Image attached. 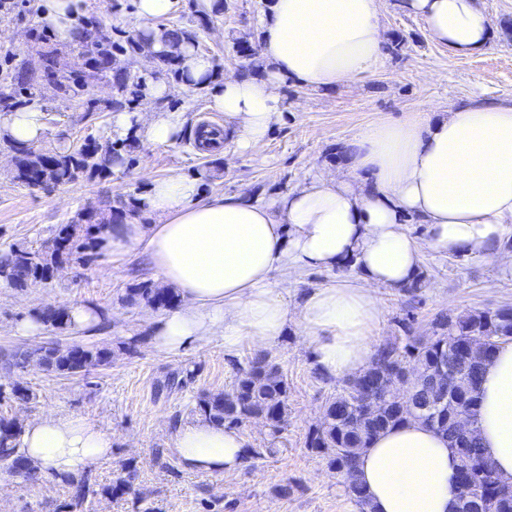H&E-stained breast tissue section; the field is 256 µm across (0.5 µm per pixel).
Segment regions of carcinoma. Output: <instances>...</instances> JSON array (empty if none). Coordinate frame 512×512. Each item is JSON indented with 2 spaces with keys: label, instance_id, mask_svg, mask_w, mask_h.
Segmentation results:
<instances>
[{
  "label": "carcinoma",
  "instance_id": "carcinoma-1",
  "mask_svg": "<svg viewBox=\"0 0 512 512\" xmlns=\"http://www.w3.org/2000/svg\"><path fill=\"white\" fill-rule=\"evenodd\" d=\"M144 45L138 34L125 41H98L90 58L89 71L74 75L56 64L46 72L56 89L72 98L96 78L112 75V84L121 96L135 97L139 85H131L121 71H110L108 63L118 54L140 52ZM38 78L23 66L5 74L0 86V105L8 110L21 104L17 91L29 89ZM14 158L13 179L31 186L43 178L64 186L81 179H92L112 170V160L121 153L132 156L135 142L101 145L93 138L79 148L63 152H40L29 145L6 140ZM124 210L109 209V214H82L77 221L55 227L50 249H34L13 243L0 249V278L10 287L22 290L33 282H47L64 265L83 262L93 246L99 245L107 226L122 218ZM131 304L145 302L155 309H170L177 303L173 289L156 288L144 283L127 295ZM35 318L59 336L72 330L67 309L49 304L34 310ZM406 335L375 348L370 366L343 380L336 394L326 401L323 416L310 428L306 445L328 458L349 499L358 512H370V502L357 476V459L380 433L410 419L421 422L448 438V448L460 460L459 501L470 499L477 512H512V481L504 480L485 455L479 431L469 437L455 428L453 413L462 408L476 419L480 385L487 363L496 350L512 341V307L461 312L453 317L437 315L432 321L433 335H412V327L403 325ZM106 348L82 344L53 348H17L6 354V361L24 369L39 366L60 375L87 376L111 362ZM447 368L451 384H437L431 374ZM290 387L279 363L269 355L257 354L238 371L229 391L205 393L199 397L196 411L216 426L239 427L250 419L265 421L273 440L283 438L288 421ZM24 426L16 417L0 415V460L11 467L34 471L20 453L19 441ZM70 495L64 512H85L88 500L96 494L89 474L69 480Z\"/></svg>",
  "mask_w": 512,
  "mask_h": 512
}]
</instances>
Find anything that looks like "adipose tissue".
I'll return each instance as SVG.
<instances>
[{"label": "adipose tissue", "instance_id": "adipose-tissue-1", "mask_svg": "<svg viewBox=\"0 0 512 512\" xmlns=\"http://www.w3.org/2000/svg\"><path fill=\"white\" fill-rule=\"evenodd\" d=\"M133 2L149 56L178 52L182 88L205 91L211 108L223 112V132L200 133L208 148L226 136L243 151L262 144L282 112L277 88L284 79L329 89L363 81L386 60L379 0H273L260 51L267 72L224 78L192 43L171 48L155 27L174 0ZM401 7L461 57L483 53L493 36L480 0H401ZM78 11L79 0H48L45 19L61 43L85 37ZM183 125L174 111L114 115L121 137L148 143L176 141ZM44 131L36 106L0 124V135L30 146ZM346 154L344 173L304 177L270 204L204 196L197 177L151 181L136 201L140 218L125 217L106 237L113 255L146 254L182 299L153 321L158 353L177 355L217 337L229 356L245 342L264 350L294 321L311 341L318 372L344 378L370 364V336L382 319L377 288L402 287L419 271L423 245L408 234L407 221L427 225V246L437 252L500 258L512 233V104L452 103L441 118L418 109L361 130ZM348 261L354 283L315 289L290 309L295 273ZM477 418L487 456L512 481V344L485 368ZM21 450L41 475L61 480L110 459L112 433L80 416L51 414L25 427ZM172 452L186 471L229 476L251 448L238 430L199 417L178 426ZM458 467L446 437L411 420L373 439L360 455L358 478L372 512H456Z\"/></svg>", "mask_w": 512, "mask_h": 512}]
</instances>
